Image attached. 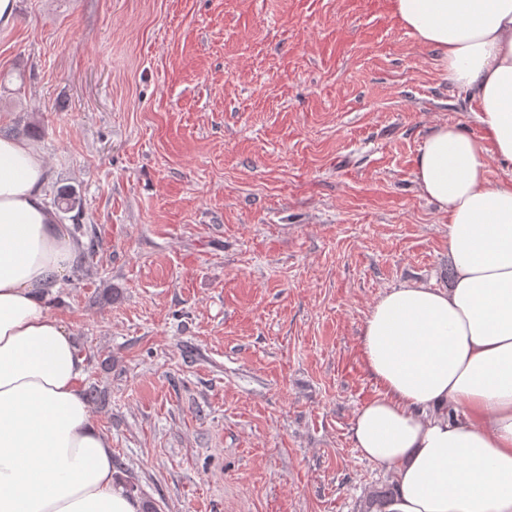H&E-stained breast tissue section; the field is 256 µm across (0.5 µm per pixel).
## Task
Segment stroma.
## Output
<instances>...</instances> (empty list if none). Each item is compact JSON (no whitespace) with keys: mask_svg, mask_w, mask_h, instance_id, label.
Wrapping results in <instances>:
<instances>
[{"mask_svg":"<svg viewBox=\"0 0 512 512\" xmlns=\"http://www.w3.org/2000/svg\"><path fill=\"white\" fill-rule=\"evenodd\" d=\"M443 123L481 133L393 0H16L0 133L80 200L45 303L160 512H363L391 488L350 438L379 393L360 332L391 289L452 284L414 174Z\"/></svg>","mask_w":512,"mask_h":512,"instance_id":"obj_1","label":"stroma"}]
</instances>
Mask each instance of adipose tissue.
<instances>
[{"label":"adipose tissue","instance_id":"ef3b65f1","mask_svg":"<svg viewBox=\"0 0 512 512\" xmlns=\"http://www.w3.org/2000/svg\"><path fill=\"white\" fill-rule=\"evenodd\" d=\"M462 88L482 133L444 124L415 177L448 216L451 288L381 297L361 335L380 386L351 439L392 477L370 512H512V0H394ZM30 142L0 134V512H142L92 421L75 339L46 305L81 245L45 201Z\"/></svg>","mask_w":512,"mask_h":512}]
</instances>
